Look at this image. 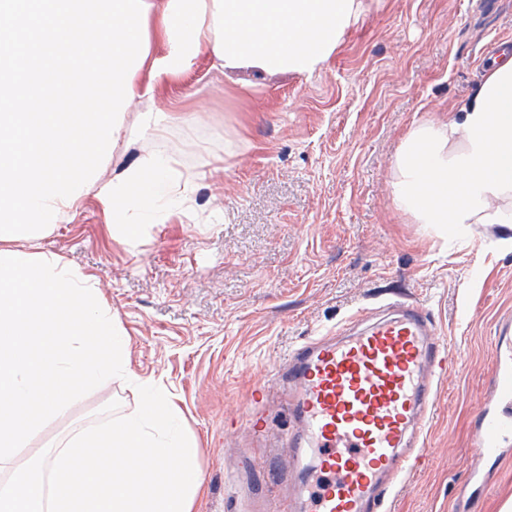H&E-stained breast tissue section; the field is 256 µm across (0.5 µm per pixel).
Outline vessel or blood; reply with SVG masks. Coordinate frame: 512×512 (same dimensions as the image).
<instances>
[{
  "instance_id": "vessel-or-blood-1",
  "label": "vessel or blood",
  "mask_w": 512,
  "mask_h": 512,
  "mask_svg": "<svg viewBox=\"0 0 512 512\" xmlns=\"http://www.w3.org/2000/svg\"><path fill=\"white\" fill-rule=\"evenodd\" d=\"M432 315L412 302L347 336L294 346L274 369L288 386L287 448L292 468L269 452L263 467L275 512H373L417 461L439 381L464 365L436 341ZM490 397L475 418L482 456L512 443V356L488 369Z\"/></svg>"
}]
</instances>
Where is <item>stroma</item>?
I'll return each instance as SVG.
<instances>
[{"label": "stroma", "instance_id": "1", "mask_svg": "<svg viewBox=\"0 0 512 512\" xmlns=\"http://www.w3.org/2000/svg\"><path fill=\"white\" fill-rule=\"evenodd\" d=\"M512 44V0H376L326 69L310 78L233 73L202 61L163 86L156 105L187 97L200 120L144 135L98 172L145 152L204 173L195 214L173 215L134 246L108 235L95 198L62 221L45 249L95 274L127 341L133 373L159 383L199 446L202 512L243 498L253 464L288 428L278 394L256 440L251 393L297 342L344 327L355 311L414 301L463 359L441 385L425 455L400 479L388 512H502L512 500V447L477 486L475 416L501 318L512 315V227L469 224L449 239L393 202L402 135L454 111L476 89L490 44ZM224 174L209 178L214 167ZM140 396L115 379L37 431L19 459L77 427L132 414Z\"/></svg>", "mask_w": 512, "mask_h": 512}]
</instances>
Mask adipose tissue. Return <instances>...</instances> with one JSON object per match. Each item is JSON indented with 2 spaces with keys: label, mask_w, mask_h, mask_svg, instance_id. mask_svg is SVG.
I'll use <instances>...</instances> for the list:
<instances>
[{
  "label": "adipose tissue",
  "mask_w": 512,
  "mask_h": 512,
  "mask_svg": "<svg viewBox=\"0 0 512 512\" xmlns=\"http://www.w3.org/2000/svg\"><path fill=\"white\" fill-rule=\"evenodd\" d=\"M149 54L132 79L135 103L190 74L201 56L224 69L311 76L326 66L371 0H147ZM192 112L136 113L132 129L164 138ZM197 177L161 153L139 156L96 181L111 238L127 245L174 211L195 208ZM397 209L441 234L465 224H512V56L486 69L447 118L424 117L402 136L392 163ZM99 279L44 249L0 239V512H198L202 487L194 441L155 383L134 380L127 344ZM134 380L132 415L75 432L19 461L39 428L90 388Z\"/></svg>",
  "instance_id": "ef3b65f1"
}]
</instances>
